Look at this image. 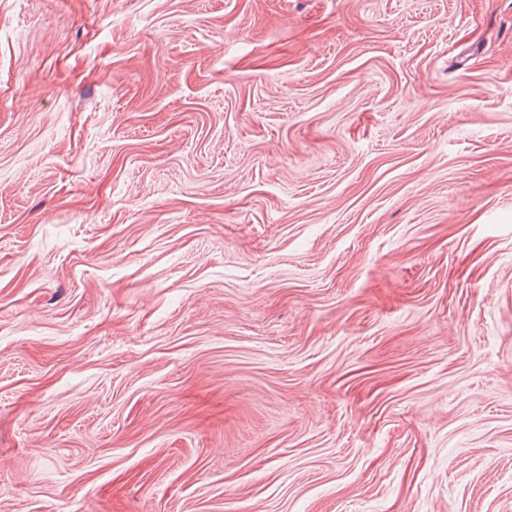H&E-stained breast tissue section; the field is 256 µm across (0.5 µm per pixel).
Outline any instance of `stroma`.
<instances>
[{"label":"stroma","mask_w":512,"mask_h":512,"mask_svg":"<svg viewBox=\"0 0 512 512\" xmlns=\"http://www.w3.org/2000/svg\"><path fill=\"white\" fill-rule=\"evenodd\" d=\"M0 512H512V0H0Z\"/></svg>","instance_id":"1"}]
</instances>
